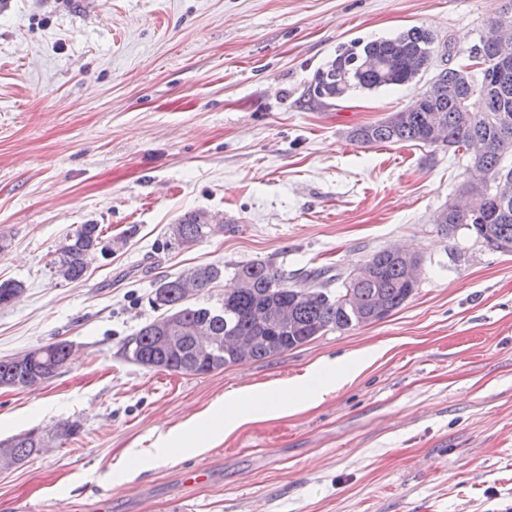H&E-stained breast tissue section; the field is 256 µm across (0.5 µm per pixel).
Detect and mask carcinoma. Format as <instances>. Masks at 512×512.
<instances>
[{"label":"carcinoma","mask_w":512,"mask_h":512,"mask_svg":"<svg viewBox=\"0 0 512 512\" xmlns=\"http://www.w3.org/2000/svg\"><path fill=\"white\" fill-rule=\"evenodd\" d=\"M504 26L495 35L477 45L485 67L477 71L469 85L459 82L454 67L442 68L430 88L414 103L397 112V119L384 118L360 125L349 132L352 141L362 146L415 142L436 144L433 126L442 128L441 144L479 153V164L494 180L501 174L512 177V136L504 138L484 122L478 112H470L465 100L482 102L487 112L506 109L512 114V79L496 84L491 79L496 57L503 48L512 52V7L497 16ZM435 54L434 37L413 27L389 39L365 45L353 43L339 50L336 57L315 75L314 94L336 100L356 89L374 90L413 82L431 65ZM495 193L481 195L476 203L484 211L485 223L473 228L476 237L512 243V181L504 185L503 205L494 202ZM213 233L211 217L202 211L183 214L173 224V240L180 246L196 243ZM103 229L98 224H83L56 250L52 267L58 277L70 283L82 281L102 246ZM369 274L360 280L349 278L333 267L317 268L305 275L308 287L288 284V273L265 261H253L233 268V278L246 282L244 288L224 289V298L215 307L187 304L189 289L197 295L224 277L214 266L187 269L172 280H162L151 299L162 313L142 327L124 345L125 358L157 371L202 375L224 366L247 360H266L296 349L329 329L345 330L370 323V315L379 306L393 312L412 296L417 285L405 278V256L390 249L374 253L364 261ZM338 287H333V284ZM352 289L358 308L352 310L338 301V294ZM22 292L17 281L0 282V306L12 303ZM271 307L288 310L286 324H267L260 313ZM171 310L182 314L183 324L206 328L214 336H254L250 352L238 355L224 346L204 352L198 348L195 333L184 332L176 348L166 351L159 345L158 328ZM72 346L54 341L19 356L0 360V385L25 389L56 375L70 359ZM77 422H67L49 430H28L0 442V468L17 463L48 447L49 437L71 436Z\"/></svg>","instance_id":"obj_1"}]
</instances>
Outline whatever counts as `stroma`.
Here are the masks:
<instances>
[{"label": "stroma", "mask_w": 512, "mask_h": 512, "mask_svg": "<svg viewBox=\"0 0 512 512\" xmlns=\"http://www.w3.org/2000/svg\"><path fill=\"white\" fill-rule=\"evenodd\" d=\"M504 0H0V359L65 340L72 359L0 388V440L79 421V432L0 470V512H512V254L436 212L468 174L464 150L363 147L352 128L410 105L411 86L313 93L354 42L414 26L478 44ZM189 211L224 228L192 246ZM97 224L112 252L81 282L56 249ZM422 259L388 318L204 375L127 361L161 279L267 260L293 285L377 251ZM357 363L298 411L250 420L205 449L146 455L159 426L264 393L323 363ZM205 468V483L182 482ZM212 217L202 211H191L183 214L173 224V240L180 246L185 242L196 243L213 233Z\"/></svg>", "instance_id": "35a3bbf8"}]
</instances>
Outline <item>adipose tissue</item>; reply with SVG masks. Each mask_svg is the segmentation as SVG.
I'll return each instance as SVG.
<instances>
[{"label": "adipose tissue", "instance_id": "ef3b65f1", "mask_svg": "<svg viewBox=\"0 0 512 512\" xmlns=\"http://www.w3.org/2000/svg\"><path fill=\"white\" fill-rule=\"evenodd\" d=\"M335 381V373L317 370L305 382L279 386L261 396L242 393L217 400L213 412L197 419L188 432L177 437L168 432L161 434L155 444L156 450L168 455L185 442L206 441L214 438L221 430L232 432L256 416L298 410L311 400L328 393Z\"/></svg>", "mask_w": 512, "mask_h": 512}]
</instances>
